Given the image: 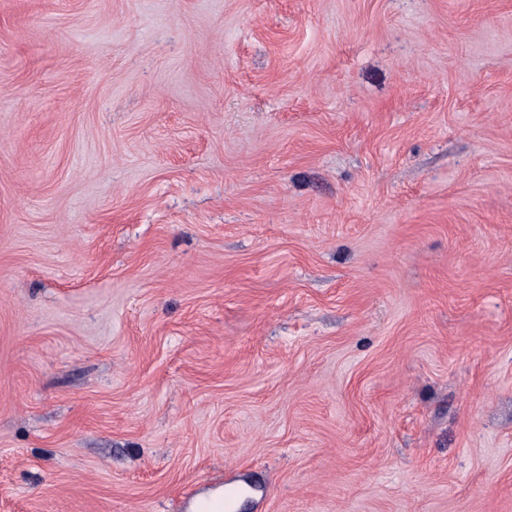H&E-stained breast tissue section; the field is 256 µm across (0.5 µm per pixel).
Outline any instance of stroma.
I'll return each mask as SVG.
<instances>
[{
    "instance_id": "1",
    "label": "stroma",
    "mask_w": 512,
    "mask_h": 512,
    "mask_svg": "<svg viewBox=\"0 0 512 512\" xmlns=\"http://www.w3.org/2000/svg\"><path fill=\"white\" fill-rule=\"evenodd\" d=\"M512 512V0H0V512Z\"/></svg>"
}]
</instances>
